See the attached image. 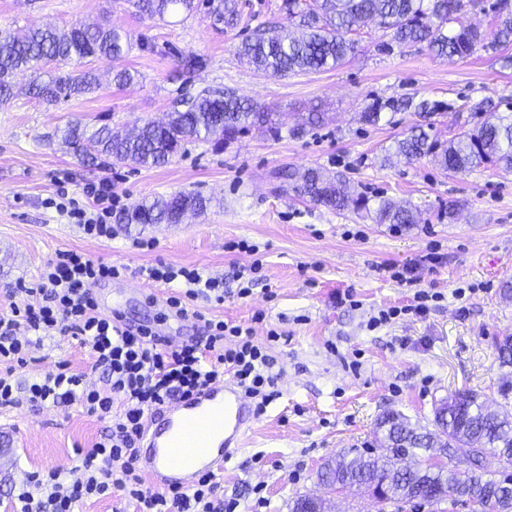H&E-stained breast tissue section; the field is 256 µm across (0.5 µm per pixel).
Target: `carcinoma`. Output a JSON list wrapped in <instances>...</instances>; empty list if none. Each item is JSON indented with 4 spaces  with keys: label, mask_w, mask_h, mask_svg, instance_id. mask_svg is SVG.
Returning a JSON list of instances; mask_svg holds the SVG:
<instances>
[{
    "label": "carcinoma",
    "mask_w": 512,
    "mask_h": 512,
    "mask_svg": "<svg viewBox=\"0 0 512 512\" xmlns=\"http://www.w3.org/2000/svg\"><path fill=\"white\" fill-rule=\"evenodd\" d=\"M140 15L165 19L169 15L191 16L206 10L212 25L236 27L241 22L236 0H124ZM479 0H281L279 11L296 30L255 29L237 47L239 57L256 70L274 76L331 69L356 47L352 36L371 20L389 36L383 44L424 43L439 57L467 58L478 50L499 52L512 46V0L491 5L494 30L485 34L461 21L466 6ZM131 35L107 24H75L69 29L37 28L28 32H0V105L16 97L14 76L33 74L25 95L47 105L60 99L97 92L101 83L88 58L119 60L132 49ZM50 61L75 62L67 71L47 73ZM181 72L194 74L208 59L192 49L178 54ZM386 104L374 102L361 113L363 122L377 125ZM439 102L421 100L414 110L423 121L411 126L395 141L394 157L406 161L431 155L440 166L462 173L480 166H495L512 172V114L497 110L491 100L475 106L483 121L463 130L442 148L430 141L428 119ZM280 135L276 113L241 99L220 88L205 87L196 95L173 104L167 122H147L130 131H115L102 125L94 132L80 119L60 130L62 143L83 164L101 168L114 165L159 167L167 164L188 143H206L220 148L251 131ZM280 187H289L302 197L335 211L364 213L377 224L409 226L419 222L412 210L393 201L348 194L341 181L314 168L298 173L290 167L277 172ZM210 199L195 192L153 196L136 204L127 214L129 224H179L185 212L207 211ZM501 366L512 365V336L495 340ZM502 403L493 409L472 389H463L434 409L433 423L441 441L426 427L416 426L401 413L383 412L375 424V438L383 454L350 448L323 462L317 476L331 489L363 487L377 498L404 512L423 504L435 512H454L459 504H471L477 512H512V380L502 382ZM494 454L506 466L486 470L483 456ZM445 456L452 467L431 463Z\"/></svg>",
    "instance_id": "carcinoma-1"
}]
</instances>
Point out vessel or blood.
Segmentation results:
<instances>
[{
    "mask_svg": "<svg viewBox=\"0 0 512 512\" xmlns=\"http://www.w3.org/2000/svg\"><path fill=\"white\" fill-rule=\"evenodd\" d=\"M252 416L251 402L233 381L207 385L146 422L141 468L153 486L191 487L201 473L221 469Z\"/></svg>",
    "mask_w": 512,
    "mask_h": 512,
    "instance_id": "vessel-or-blood-1",
    "label": "vessel or blood"
}]
</instances>
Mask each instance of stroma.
Returning a JSON list of instances; mask_svg holds the SVG:
<instances>
[{"mask_svg": "<svg viewBox=\"0 0 512 512\" xmlns=\"http://www.w3.org/2000/svg\"><path fill=\"white\" fill-rule=\"evenodd\" d=\"M281 0H237L242 22L213 27L205 13L149 20L121 0H0V30L108 20L112 27L143 40L118 65L139 73L138 83L72 97L47 106L25 96L0 107V305L16 282H34L56 250L72 249L94 260L136 270L159 262L198 267L222 277L223 304L198 301L204 313L252 327L257 340L269 329L285 340L274 354L281 370V395L253 421L243 444L224 462L220 490L238 499L242 512L262 485L259 512H288L298 495H324L320 465L350 448L373 447L379 414L395 410L414 425L431 426L437 403L470 386L495 404L505 374L494 347L512 336V173L480 167L455 174L423 158L386 162L394 141L418 122L401 109L414 98L444 102L431 136L446 144L456 133L478 126L472 103L493 99L500 111L512 108V66L496 53L448 60L423 46L380 50L382 31L369 24L357 50L337 67L285 77L255 71L236 53L255 28L286 25ZM193 49L210 64L182 76L170 47ZM93 59L105 75L117 65ZM207 86H220L280 115L281 135L256 132L216 151L188 144L160 167L92 168L45 137L80 118L95 126L132 127L165 119L173 103ZM397 103L379 125L360 119L373 101ZM319 109L327 121L294 132L297 114ZM291 166L318 168L341 176L351 191L387 198L422 213L408 228L377 224L351 211L336 212L276 190L273 174ZM108 179L123 210L143 198L178 191L210 197L205 214L181 224H113L112 236L86 235L79 225L46 208L58 190L81 197L84 184ZM456 201L452 221L438 219L442 205ZM146 248H139V241ZM245 240L257 256L234 250ZM261 259V279L252 296L237 297L235 273ZM410 269L415 287L390 279L385 266ZM437 294L427 317L405 315L370 327L371 317L414 301L415 289ZM155 284L137 276L93 286L102 312L125 313L129 323L162 331L173 344L201 334L197 320L166 316V301ZM353 292L356 306H340L338 293ZM37 364L20 370L27 381L56 362L82 369L88 348L68 337L44 340ZM103 424L80 408L0 409V512H12L11 492L27 473L70 474L76 449L92 447Z\"/></svg>", "mask_w": 512, "mask_h": 512, "instance_id": "35a3bbf8", "label": "stroma"}]
</instances>
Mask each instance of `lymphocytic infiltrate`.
Returning a JSON list of instances; mask_svg holds the SVG:
<instances>
[{
    "mask_svg": "<svg viewBox=\"0 0 512 512\" xmlns=\"http://www.w3.org/2000/svg\"><path fill=\"white\" fill-rule=\"evenodd\" d=\"M86 204L58 193L45 200L70 223L96 238L112 236V185L86 184ZM126 268L95 261L74 250L57 251L33 286L17 285L16 300L0 311V407L34 408L47 404L66 409L80 405L106 427L92 448L77 449L81 463L70 478L59 472L30 473L16 499L18 512H74L76 504L121 493L137 512H236L238 501L219 495L216 473L199 477L194 488L151 489L139 465L140 438L147 411L191 396L214 381L230 377L250 398L256 413L280 395L276 359L267 349L281 338L267 333V345L255 343L251 328L205 319L203 336L179 346L148 326L131 327L120 312L101 313L91 285L120 278ZM148 280L178 286L166 305L172 315L189 317L197 299L223 303L224 283L194 266L163 262L140 268ZM68 336L88 347L86 369L59 364L25 384L15 379L27 367L31 348Z\"/></svg>",
    "mask_w": 512,
    "mask_h": 512,
    "instance_id": "f902f5d3",
    "label": "lymphocytic infiltrate"
}]
</instances>
